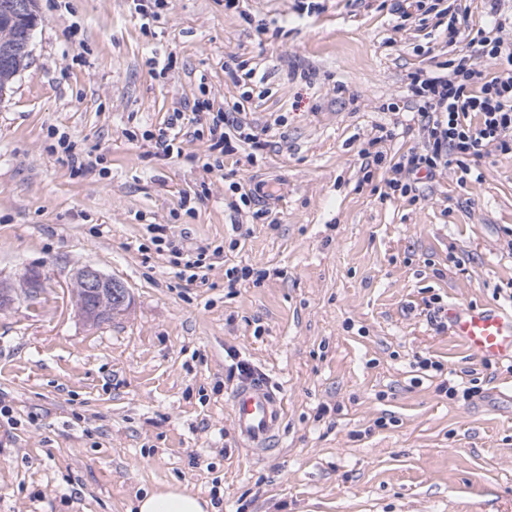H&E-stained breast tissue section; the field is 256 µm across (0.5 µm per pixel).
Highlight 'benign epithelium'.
<instances>
[{
    "label": "benign epithelium",
    "instance_id": "obj_1",
    "mask_svg": "<svg viewBox=\"0 0 512 512\" xmlns=\"http://www.w3.org/2000/svg\"><path fill=\"white\" fill-rule=\"evenodd\" d=\"M74 281L85 290V295L76 303V308L88 322L112 315L114 308L121 310L131 305V294L126 284L94 266L80 267L75 273Z\"/></svg>",
    "mask_w": 512,
    "mask_h": 512
}]
</instances>
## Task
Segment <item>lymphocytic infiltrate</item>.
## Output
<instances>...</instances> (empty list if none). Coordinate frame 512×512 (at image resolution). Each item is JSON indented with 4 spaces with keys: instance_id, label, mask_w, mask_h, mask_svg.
I'll use <instances>...</instances> for the list:
<instances>
[{
    "instance_id": "obj_1",
    "label": "lymphocytic infiltrate",
    "mask_w": 512,
    "mask_h": 512,
    "mask_svg": "<svg viewBox=\"0 0 512 512\" xmlns=\"http://www.w3.org/2000/svg\"><path fill=\"white\" fill-rule=\"evenodd\" d=\"M468 47V54L449 60V75L414 76L411 92L422 122V147L391 165L390 190L415 193L422 171L431 177L451 166L470 172L472 158L490 145L512 152V43L480 29ZM487 60L493 71L483 69ZM242 146L258 151L266 144L234 113L217 112L208 127V149L219 158L206 164V171L222 170L223 155Z\"/></svg>"
}]
</instances>
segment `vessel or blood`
I'll list each match as a JSON object with an SVG mask.
<instances>
[{
	"mask_svg": "<svg viewBox=\"0 0 512 512\" xmlns=\"http://www.w3.org/2000/svg\"><path fill=\"white\" fill-rule=\"evenodd\" d=\"M450 336L475 358L512 359V306L472 307L449 302L446 309ZM240 441L251 455L270 452L278 444L285 418L282 396L259 379L243 381L230 396Z\"/></svg>",
	"mask_w": 512,
	"mask_h": 512,
	"instance_id": "vessel-or-blood-1",
	"label": "vessel or blood"
}]
</instances>
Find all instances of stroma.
I'll use <instances>...</instances> for the list:
<instances>
[{
  "label": "stroma",
  "mask_w": 512,
  "mask_h": 512,
  "mask_svg": "<svg viewBox=\"0 0 512 512\" xmlns=\"http://www.w3.org/2000/svg\"><path fill=\"white\" fill-rule=\"evenodd\" d=\"M413 3L245 0L239 15L168 0L145 29L133 0H38L30 63L0 98V278L43 279L38 301L0 312V512H131L175 481L216 512H512L498 396L512 360L473 358L425 315L435 295L512 303V157L487 148L472 176L444 171L416 200L386 186L421 147L412 76L447 74L491 17L455 0L451 47L447 16ZM207 98L241 104L269 148L220 173L203 170L202 139L156 156L146 131ZM62 134L103 174L72 171ZM370 147L384 163L363 166ZM234 182L266 185L261 214L229 209ZM149 224L177 247L221 246L204 280L180 277ZM86 264L130 289L124 316L78 317ZM233 266L267 276L229 288ZM232 351L288 407L281 448L259 460L234 430ZM473 378V400L437 391Z\"/></svg>",
  "instance_id": "35a3bbf8"
}]
</instances>
